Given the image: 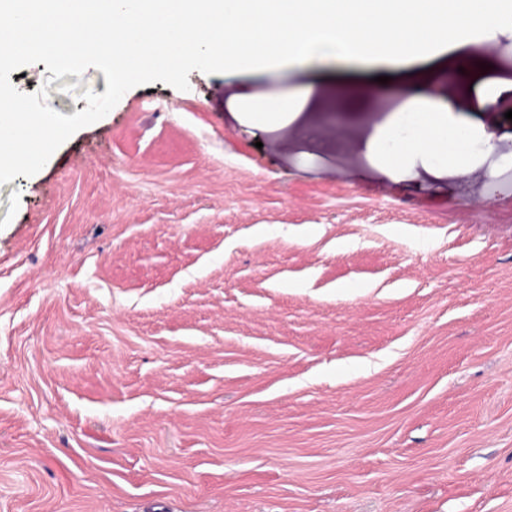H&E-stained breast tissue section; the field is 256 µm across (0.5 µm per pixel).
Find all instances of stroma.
<instances>
[{"instance_id":"35a3bbf8","label":"stroma","mask_w":512,"mask_h":512,"mask_svg":"<svg viewBox=\"0 0 512 512\" xmlns=\"http://www.w3.org/2000/svg\"><path fill=\"white\" fill-rule=\"evenodd\" d=\"M306 82L0 73L56 119L0 178V512H512V90L435 179L226 106Z\"/></svg>"}]
</instances>
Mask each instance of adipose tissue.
Returning <instances> with one entry per match:
<instances>
[{"label":"adipose tissue","instance_id":"adipose-tissue-1","mask_svg":"<svg viewBox=\"0 0 512 512\" xmlns=\"http://www.w3.org/2000/svg\"><path fill=\"white\" fill-rule=\"evenodd\" d=\"M512 30L494 0H0V73L39 55L55 62L105 59L116 81L129 57L177 77L188 59L232 63L242 54L307 69L297 100L257 94L277 133L305 127L330 97L380 93L392 116L419 114L397 156H464L465 131L479 127L486 81L471 34ZM448 76V92L431 81ZM48 113L24 111L0 85V142L14 131L54 125Z\"/></svg>","mask_w":512,"mask_h":512}]
</instances>
